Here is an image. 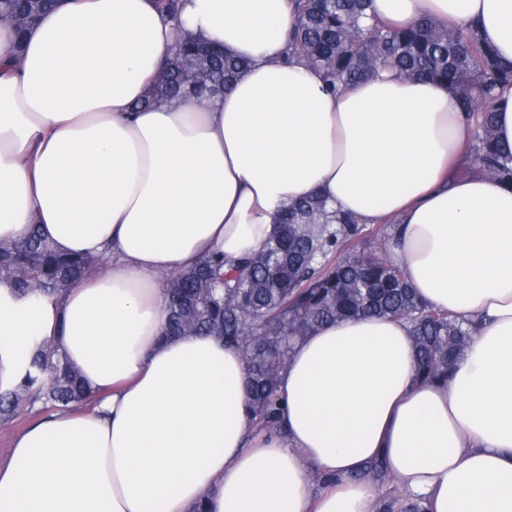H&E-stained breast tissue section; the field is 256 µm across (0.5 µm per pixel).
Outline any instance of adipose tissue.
<instances>
[{"label":"adipose tissue","mask_w":512,"mask_h":512,"mask_svg":"<svg viewBox=\"0 0 512 512\" xmlns=\"http://www.w3.org/2000/svg\"><path fill=\"white\" fill-rule=\"evenodd\" d=\"M405 28L477 26L512 61V0H373ZM294 0H57L17 69L0 65V240L37 226L109 261L59 298L0 282V389L46 342L91 406L19 433L0 512H374L357 479L385 460L434 512H512V187L476 169L473 128L441 83L382 71L337 95L285 62ZM247 60L221 98L144 106L178 40ZM325 197L391 222L417 295L476 324L449 385L418 379L407 324L329 323L295 348L274 433L244 412L246 363L222 339L164 338L165 274L259 250L280 208ZM346 482L315 487L312 471Z\"/></svg>","instance_id":"obj_1"}]
</instances>
